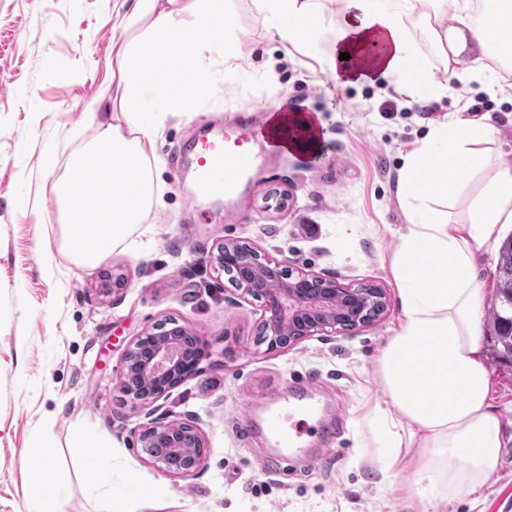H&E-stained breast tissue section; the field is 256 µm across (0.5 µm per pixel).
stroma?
<instances>
[{
	"instance_id": "obj_1",
	"label": "stroma",
	"mask_w": 512,
	"mask_h": 512,
	"mask_svg": "<svg viewBox=\"0 0 512 512\" xmlns=\"http://www.w3.org/2000/svg\"><path fill=\"white\" fill-rule=\"evenodd\" d=\"M227 6L237 71L216 74L193 110L162 125L145 113L157 199L123 246L84 266L64 245L50 186L96 133L98 103L119 76L117 50L133 37L125 28L132 4L0 0V512H26L34 474L21 457L37 436L66 486L63 512H403L380 468L383 440L372 418L383 401L377 358L401 318L389 268L391 229L402 222L397 172L431 124L463 116V100L477 95L490 102L477 122L494 129L512 159V87L454 79L423 101L390 77L339 85L322 57L273 36L257 0ZM396 98L403 111H382ZM258 105L312 114L315 148L281 154L249 176L235 205L216 202L208 223H192L182 168L191 137L234 126ZM48 155L54 168L43 164ZM240 239L289 270L380 285L388 308L369 325L268 351L261 300L210 261L217 245ZM169 319L203 332L212 356L201 375L144 407L119 387L124 355ZM297 376L344 426L337 437L320 430L308 438L309 459L281 476L263 468L269 443L253 426ZM490 376L502 462L482 488L451 495L437 512H512V374ZM154 419L201 429L205 460L194 476L146 461L139 434ZM83 436L109 443L103 473L73 467ZM143 487L161 508L142 501Z\"/></svg>"
}]
</instances>
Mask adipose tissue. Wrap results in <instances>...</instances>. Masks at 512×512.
<instances>
[{"label": "adipose tissue", "instance_id": "1", "mask_svg": "<svg viewBox=\"0 0 512 512\" xmlns=\"http://www.w3.org/2000/svg\"><path fill=\"white\" fill-rule=\"evenodd\" d=\"M349 15L336 29V47L326 65L333 80L377 73L425 100L443 83L423 61L407 33L416 17L444 72L456 76L471 49L492 62L488 86L512 87V0H347ZM260 8L281 40L312 54L321 51L322 23L315 0H260ZM127 25L140 28L118 50L120 76L113 93L120 120H102L92 141L73 152L63 176L51 184L60 218L71 231L66 245L82 263L94 264L128 239L151 210L156 177L154 139L141 119L146 98L159 112H180L177 85L195 75L210 84L215 60L225 71L238 56L226 39L233 29L224 0H135ZM211 30L212 38L185 43L187 27ZM349 53L355 68L340 55ZM493 139L485 124L450 118L435 124L410 153L397 179L407 201L406 227L398 232L390 271L402 310L399 325L380 352L377 373L384 399L376 414L390 448L385 471L409 473L397 489L409 505L447 498L484 485L497 468L502 448L500 418L490 404V373L478 355L480 284L477 250L490 246L498 225L512 223V160H492ZM489 177L472 200L467 221L457 222L419 207L425 198L456 195L465 176ZM93 190L75 195V181ZM37 476L28 495L32 512H61L64 491L42 439L23 457Z\"/></svg>", "mask_w": 512, "mask_h": 512}]
</instances>
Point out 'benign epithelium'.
Returning <instances> with one entry per match:
<instances>
[{"mask_svg":"<svg viewBox=\"0 0 512 512\" xmlns=\"http://www.w3.org/2000/svg\"><path fill=\"white\" fill-rule=\"evenodd\" d=\"M212 263L221 271L230 264L241 266L238 289L263 300V334L269 351L368 324L387 308L383 289L376 286L365 294L336 276L299 269L293 277L285 274L271 282L266 271L279 268V262L247 241L220 244ZM147 339L146 348L142 338L128 347L120 377V388L143 404L199 376L201 362L210 356L207 337L187 327L173 336L152 333ZM140 440L147 460L172 476L194 475L205 459L204 453L191 452L204 447L201 431L178 420L145 428Z\"/></svg>","mask_w":512,"mask_h":512,"instance_id":"obj_1","label":"benign epithelium"}]
</instances>
